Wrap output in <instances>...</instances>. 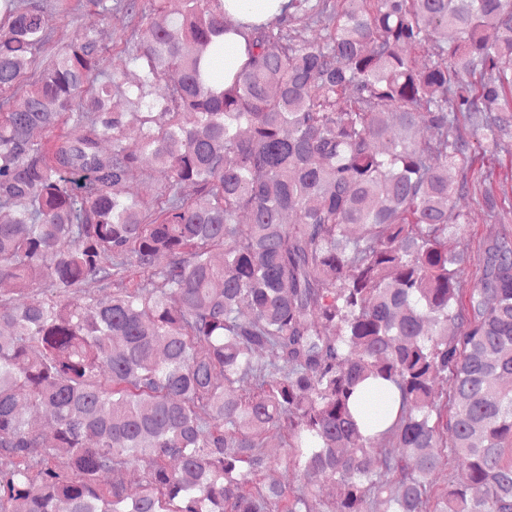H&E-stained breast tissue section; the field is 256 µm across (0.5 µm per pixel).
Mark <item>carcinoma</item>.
<instances>
[{"instance_id": "carcinoma-1", "label": "carcinoma", "mask_w": 512, "mask_h": 512, "mask_svg": "<svg viewBox=\"0 0 512 512\" xmlns=\"http://www.w3.org/2000/svg\"><path fill=\"white\" fill-rule=\"evenodd\" d=\"M123 7L135 83L87 29L28 82L46 6L0 0V512H311L327 482L345 488L328 512H512V236L479 246L472 288L468 244L448 251L470 223H448L471 189L458 122L512 146V0H288L228 82L224 0ZM115 89L141 109L131 142ZM145 153L169 175L151 203L124 191ZM279 459L300 487L263 482Z\"/></svg>"}]
</instances>
